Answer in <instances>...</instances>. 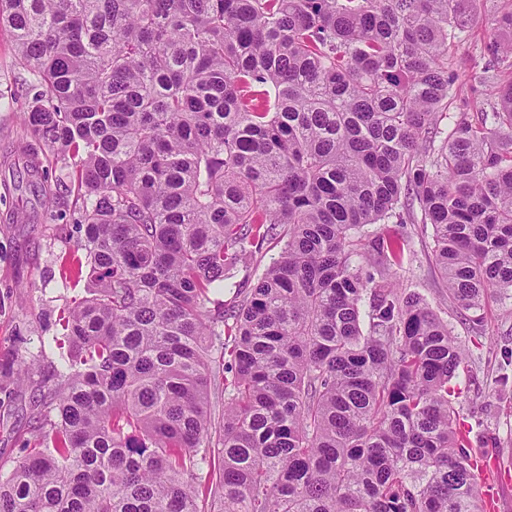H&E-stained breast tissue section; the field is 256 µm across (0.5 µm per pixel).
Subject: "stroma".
I'll list each match as a JSON object with an SVG mask.
<instances>
[{"label":"stroma","instance_id":"stroma-1","mask_svg":"<svg viewBox=\"0 0 512 512\" xmlns=\"http://www.w3.org/2000/svg\"><path fill=\"white\" fill-rule=\"evenodd\" d=\"M18 77L12 36L0 29V159L22 146L20 113L28 101L12 96ZM48 170L56 195L49 208L28 190L0 183V468L6 470L36 444V400L52 385L58 363L52 339L61 335L74 300L86 294L84 282L69 275L84 257L80 212L65 171L56 164ZM380 230L408 243L394 279L420 295L467 351L455 408L503 469L495 484L496 512H512V299L490 300L484 333L471 332L433 263L430 227L392 220ZM16 354L29 364L20 380L4 367Z\"/></svg>","mask_w":512,"mask_h":512}]
</instances>
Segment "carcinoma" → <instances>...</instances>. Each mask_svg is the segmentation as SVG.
<instances>
[{
    "mask_svg": "<svg viewBox=\"0 0 512 512\" xmlns=\"http://www.w3.org/2000/svg\"><path fill=\"white\" fill-rule=\"evenodd\" d=\"M477 2L0 0L26 188L68 170L88 292L0 512H487L462 345L365 230L419 208L476 331L512 297V80L438 125ZM481 54L512 69V0Z\"/></svg>",
    "mask_w": 512,
    "mask_h": 512,
    "instance_id": "1",
    "label": "carcinoma"
}]
</instances>
